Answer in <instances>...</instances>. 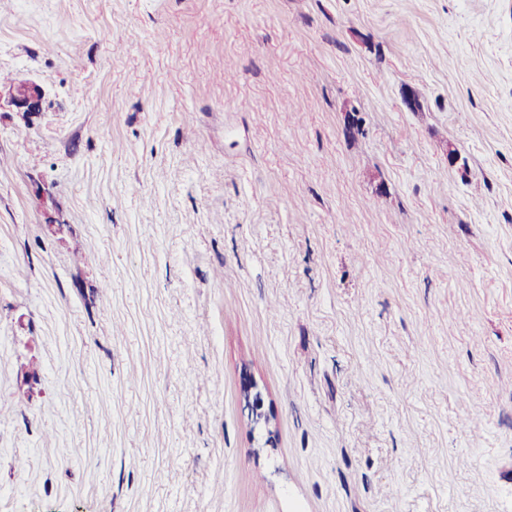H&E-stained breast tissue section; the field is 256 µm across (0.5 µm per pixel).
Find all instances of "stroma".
<instances>
[{"instance_id": "1", "label": "stroma", "mask_w": 512, "mask_h": 512, "mask_svg": "<svg viewBox=\"0 0 512 512\" xmlns=\"http://www.w3.org/2000/svg\"><path fill=\"white\" fill-rule=\"evenodd\" d=\"M0 75V512H512V0H0ZM6 91L8 101L18 112H38L44 97L43 88L35 82H20L0 88V101Z\"/></svg>"}]
</instances>
